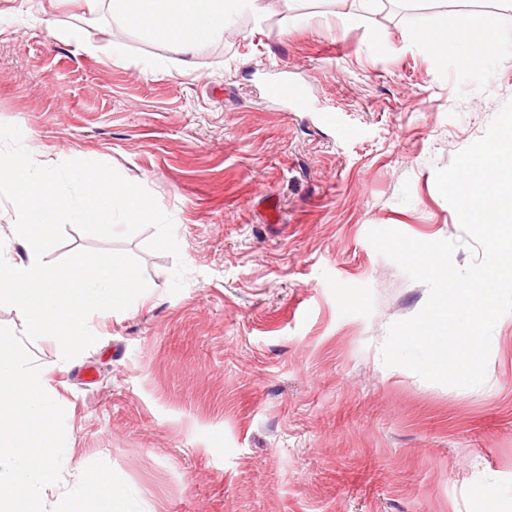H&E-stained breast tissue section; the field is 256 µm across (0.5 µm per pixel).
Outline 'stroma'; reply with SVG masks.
Returning a JSON list of instances; mask_svg holds the SVG:
<instances>
[{
	"mask_svg": "<svg viewBox=\"0 0 512 512\" xmlns=\"http://www.w3.org/2000/svg\"><path fill=\"white\" fill-rule=\"evenodd\" d=\"M264 5L186 55L106 8L0 0V123L39 164L97 157L142 185L180 246L69 225L47 256L121 250L153 285L93 313L97 341L72 360L28 344L65 410L63 482L102 459L143 512H512V313L480 386L384 366L389 325L429 290L367 239L461 237L434 173L512 99V7L383 0L345 27L352 0ZM465 9L505 32L482 66L407 42ZM47 11L85 46L51 37ZM282 72L302 102L269 96Z\"/></svg>",
	"mask_w": 512,
	"mask_h": 512,
	"instance_id": "1",
	"label": "stroma"
}]
</instances>
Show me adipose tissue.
<instances>
[{
	"mask_svg": "<svg viewBox=\"0 0 512 512\" xmlns=\"http://www.w3.org/2000/svg\"><path fill=\"white\" fill-rule=\"evenodd\" d=\"M110 2L113 16L124 26L173 45L183 53L230 27L235 17L248 14L262 20V0H83L88 12H96ZM410 44L423 46L433 56L458 54L467 69L481 66L502 44L495 16L465 12L456 26L446 16L432 15L423 32L406 35Z\"/></svg>",
	"mask_w": 512,
	"mask_h": 512,
	"instance_id": "ef3b65f1",
	"label": "adipose tissue"
}]
</instances>
